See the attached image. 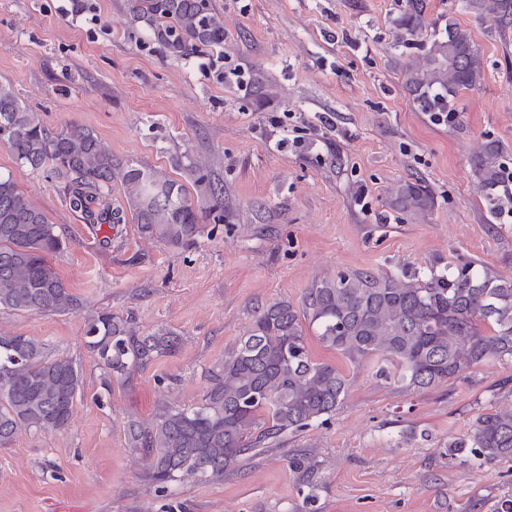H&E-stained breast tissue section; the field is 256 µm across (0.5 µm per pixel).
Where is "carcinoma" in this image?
<instances>
[{"label":"carcinoma","mask_w":512,"mask_h":512,"mask_svg":"<svg viewBox=\"0 0 512 512\" xmlns=\"http://www.w3.org/2000/svg\"><path fill=\"white\" fill-rule=\"evenodd\" d=\"M461 6L499 33L512 29V0H461ZM132 9L134 20L176 50L191 41L224 44V16L208 0H135ZM425 9V0H407L397 23V43L422 50L421 61L407 67L405 82L418 111L446 112L451 122L458 94L482 84V60L470 29L451 17L444 32L416 42ZM0 143L18 165L55 182L86 224L131 219L157 241L186 247L203 232L202 217L224 221L223 188L211 185L209 197L195 201L165 173L112 157L88 127L51 131L1 83ZM472 166L496 219L512 207V171L495 144L475 155ZM116 180L126 187L125 205L112 202ZM396 196L410 214L431 200L419 179L398 187ZM63 248L55 225L28 203L12 178L0 175V309L56 315L79 308L80 300L49 262ZM307 325L350 363L371 364L386 384L429 388L473 365L512 360V277L471 261L446 273L352 270L316 281L300 308L284 300L257 307L247 334L207 370L195 405L163 402L151 422L126 423L127 443L141 453L146 477L161 489L181 480L209 481L252 449L326 422L347 395L350 379L311 358ZM85 335L107 387L114 379L126 381L134 367L175 354L182 343L175 332L142 334L132 321L108 312L90 317ZM83 387L80 367L51 355L42 340L0 335V447L23 430L66 428ZM448 457L478 466L512 459V410L480 416L467 438L448 445ZM289 466L310 481L314 466L307 458L294 457Z\"/></svg>","instance_id":"obj_1"}]
</instances>
